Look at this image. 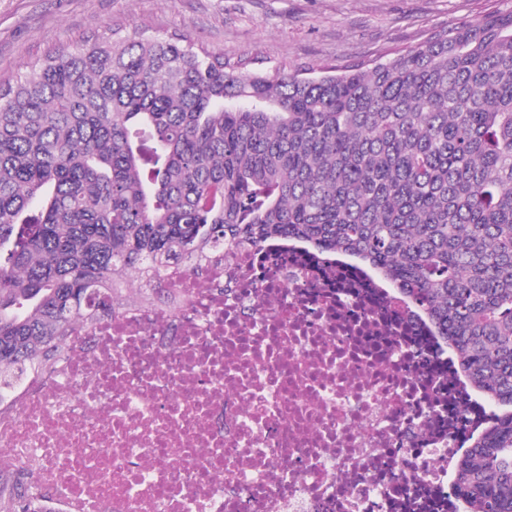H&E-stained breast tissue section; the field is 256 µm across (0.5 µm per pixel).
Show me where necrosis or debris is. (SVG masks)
I'll list each match as a JSON object with an SVG mask.
<instances>
[{
	"label": "necrosis or debris",
	"mask_w": 512,
	"mask_h": 512,
	"mask_svg": "<svg viewBox=\"0 0 512 512\" xmlns=\"http://www.w3.org/2000/svg\"><path fill=\"white\" fill-rule=\"evenodd\" d=\"M162 287L186 303L102 317L0 398V460L59 512H473L493 415L399 289L279 237Z\"/></svg>",
	"instance_id": "necrosis-or-debris-1"
}]
</instances>
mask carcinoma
I'll return each instance as SVG.
<instances>
[{
	"mask_svg": "<svg viewBox=\"0 0 512 512\" xmlns=\"http://www.w3.org/2000/svg\"><path fill=\"white\" fill-rule=\"evenodd\" d=\"M279 234L392 280L508 407L457 489L512 512V9L314 76L113 33L0 81V386L170 260ZM0 512L43 510L7 478Z\"/></svg>",
	"mask_w": 512,
	"mask_h": 512,
	"instance_id": "obj_1",
	"label": "carcinoma"
}]
</instances>
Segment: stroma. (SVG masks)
Here are the masks:
<instances>
[{
    "label": "stroma",
    "mask_w": 512,
    "mask_h": 512,
    "mask_svg": "<svg viewBox=\"0 0 512 512\" xmlns=\"http://www.w3.org/2000/svg\"><path fill=\"white\" fill-rule=\"evenodd\" d=\"M509 8L512 0H0V79L112 29L181 34L271 74L374 59Z\"/></svg>",
    "instance_id": "obj_1"
}]
</instances>
